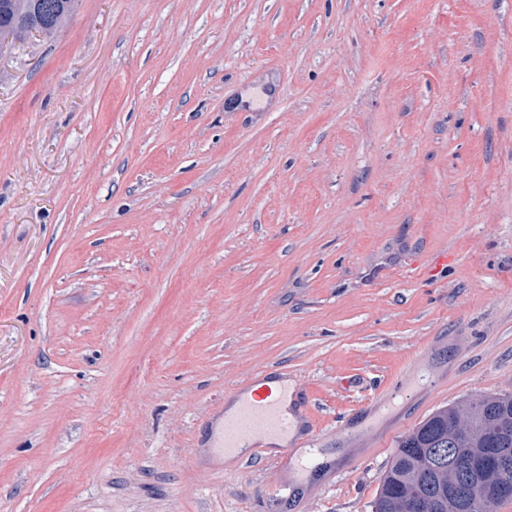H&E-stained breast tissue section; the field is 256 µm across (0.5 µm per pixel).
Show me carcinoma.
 <instances>
[{"label": "carcinoma", "instance_id": "cac0c4a2", "mask_svg": "<svg viewBox=\"0 0 512 512\" xmlns=\"http://www.w3.org/2000/svg\"><path fill=\"white\" fill-rule=\"evenodd\" d=\"M78 0H0V32L13 41L33 33L53 37L69 19ZM480 448H496L509 460L512 480V396L479 395L436 410L397 444L373 501V512H406L405 499L417 496L432 501V512H496L501 498L487 507H467L469 480ZM457 469L464 498L444 495V475Z\"/></svg>", "mask_w": 512, "mask_h": 512}]
</instances>
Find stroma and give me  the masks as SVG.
<instances>
[{"mask_svg":"<svg viewBox=\"0 0 512 512\" xmlns=\"http://www.w3.org/2000/svg\"><path fill=\"white\" fill-rule=\"evenodd\" d=\"M288 373L323 467L198 463ZM512 394V0H79L0 47V512H371Z\"/></svg>","mask_w":512,"mask_h":512,"instance_id":"1","label":"stroma"}]
</instances>
